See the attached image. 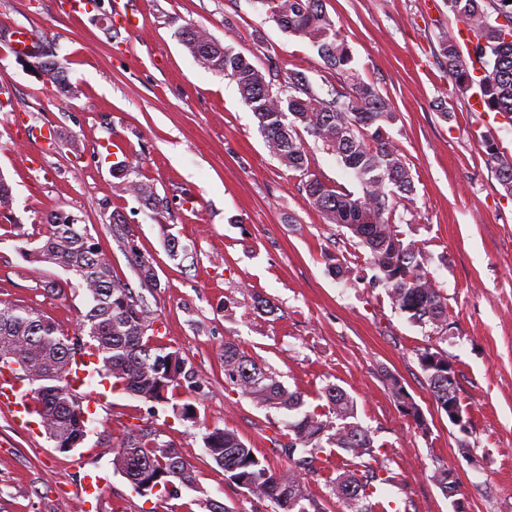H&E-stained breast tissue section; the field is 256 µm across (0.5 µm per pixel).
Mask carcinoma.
Here are the masks:
<instances>
[{"label": "carcinoma", "instance_id": "obj_1", "mask_svg": "<svg viewBox=\"0 0 512 512\" xmlns=\"http://www.w3.org/2000/svg\"><path fill=\"white\" fill-rule=\"evenodd\" d=\"M449 10L468 26L472 38L462 51L450 34L438 40L437 54L460 90L478 87L484 107L512 122V0H446ZM267 17L284 32L307 39L316 49L324 72L321 82L306 71L281 74L279 87L267 80L268 71L257 67L232 47L216 41L208 31L187 26L181 41L196 63L207 71L232 79L245 104L256 116L268 152L289 171L299 174L313 206L330 224L346 229L350 237L370 252L376 271L374 283L385 288L400 313L422 327L444 333L448 305L427 272L420 248L404 242L392 216L397 200L414 192L410 168L402 158L389 129L398 121L389 99L364 80L354 67L352 51L324 0H255ZM46 80L74 92L54 54L45 56ZM480 70V80L472 77ZM336 156L353 172L360 191L355 193L328 183L311 171V158L301 132ZM486 162L500 186L512 196V155L495 143H484ZM124 193L145 202L152 212L169 213L167 198L154 184L131 177L126 164L113 165ZM12 188L0 175V213L8 217ZM116 236L122 240L135 269L141 291L112 275L109 262L96 246L87 225L59 211L46 220L45 238L32 250H23L33 264L57 266L68 272L72 288L88 296V306L78 327L65 332L51 319L23 305L0 301V362L17 364L34 385L30 407L44 433L57 448H77L88 436V418L78 395L69 388L72 357L96 358L95 373L146 401L161 402L171 387L197 383L188 360L176 351L154 347L144 340L157 322L143 291L159 287L157 270L135 246V234L122 215L112 214ZM436 406L448 410V400L461 404L457 391H448V359L427 348L419 354ZM224 381L254 403L297 412L286 424L288 456L293 465L272 472L233 431L215 427L205 436V447L224 474L237 485L270 500L275 512H307L303 501L308 488L302 473L328 464L339 448L359 460L372 453L370 433L356 421L352 397L334 384L323 388L327 405L304 409L305 402L288 391L277 374L250 359L231 341L224 342ZM392 396L421 430L426 424L418 405L394 380ZM112 464L141 495L155 486L170 496L194 487V476L179 453L153 431H123ZM361 464L336 476V496L347 512H387L378 501V485L388 478Z\"/></svg>", "mask_w": 512, "mask_h": 512}]
</instances>
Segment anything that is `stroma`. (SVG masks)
<instances>
[{"instance_id": "obj_1", "label": "stroma", "mask_w": 512, "mask_h": 512, "mask_svg": "<svg viewBox=\"0 0 512 512\" xmlns=\"http://www.w3.org/2000/svg\"><path fill=\"white\" fill-rule=\"evenodd\" d=\"M113 0H95L73 18L60 0H0V33L29 30L55 43L75 94L25 65L0 40V175L12 187L10 224L0 226V300L32 307L66 329L87 309L58 267L27 262L53 212L88 225L119 278L137 284L110 224L122 213L160 282L147 300L158 344L193 366L199 392L170 390L163 403L93 382L82 395L89 418L83 445L58 450L0 408V512H85L76 489L85 474L105 476L101 512H274L268 499L227 480L204 446L214 427L234 430L276 472L292 415L257 406L224 382V343L275 372L308 405L334 384L356 401L368 429L371 469L386 477L382 501L401 512H512V196L486 163L484 138L512 153V125L461 93L435 51L459 22L446 0H325L339 21L362 78L389 98L400 119L390 134L415 191L393 220L416 242L448 304L446 334L410 322L384 288L373 287L366 248L325 223L300 177L273 158L258 121L233 81L200 68L179 32L192 24L264 69H305L320 80L318 57L303 38L282 32L253 0H124L137 33L106 29ZM124 161L166 197L156 221L119 191L113 141ZM184 247L174 258L168 240ZM350 269L337 277L335 262ZM447 356L466 429L437 408L418 354ZM399 381L426 422L418 429L394 400ZM191 404L194 415L182 419ZM155 431L184 459L195 485L179 497L137 494L112 466L123 427ZM348 455L308 474L307 512H346L332 490ZM448 467L456 493L431 475Z\"/></svg>"}]
</instances>
